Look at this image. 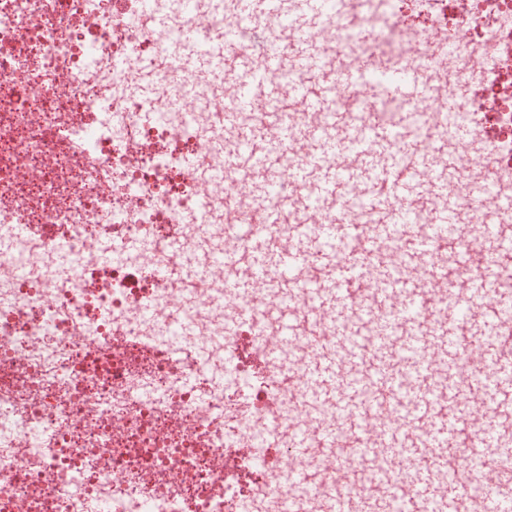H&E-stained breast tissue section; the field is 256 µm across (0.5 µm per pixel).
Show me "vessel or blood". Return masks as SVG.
Listing matches in <instances>:
<instances>
[{
    "label": "vessel or blood",
    "instance_id": "obj_1",
    "mask_svg": "<svg viewBox=\"0 0 512 512\" xmlns=\"http://www.w3.org/2000/svg\"><path fill=\"white\" fill-rule=\"evenodd\" d=\"M234 7L237 17L248 21L271 14L287 17L285 48L234 50L219 29L201 52L195 32L186 28L162 64L220 75L224 130L244 143L225 155L223 171L200 170L194 160L189 168L208 181L222 173L235 175L225 193L226 206H236L239 191H246L263 223L282 226L288 238L287 245L279 246L252 233L246 249H225L220 256L224 296L243 298L262 287L288 297L295 279L312 265L326 270L311 280L308 292L315 309L334 314V336L308 325L295 306L279 312L291 343H307L319 353L304 374L306 407L316 416L327 404L336 414L335 425H321L317 438L298 432L292 450L305 455L320 448L340 474L358 462L367 474L383 476L398 459L407 458L414 468L408 484L395 486L396 495L431 502L434 512H469L468 501L445 493L442 481L449 458L463 467H481L503 456L497 425L504 407L481 389L487 383L512 382V295L500 288L499 225L483 223L471 231L465 226L486 201L485 190H471L460 155L473 142L474 129L462 121L444 136L409 125L413 113L436 96L428 76L431 65L447 61L464 43L440 41L431 61L396 60L374 52L375 30L347 12L344 22L354 28L362 50L336 59V83L344 88L368 83L373 112L362 134L349 139L350 119L337 107L333 91L312 94L307 82L322 69V48L312 33L334 25L332 0H234ZM285 70L300 73L301 81L282 87L275 76ZM469 85L468 74H457L456 92L445 99L443 111L465 113ZM295 112H310L314 118L298 122L291 118ZM296 140L309 146L305 159L286 168L270 163V156ZM292 188L304 195L296 215L287 219L283 211ZM466 189L471 195L465 202L460 193ZM353 194L360 206L350 221L316 223L319 202ZM452 263L470 272L453 290L448 287ZM437 291L447 294L448 318L426 334L423 314ZM489 309L498 318L489 329L492 343L456 347L455 334L469 333ZM439 363L453 374L463 367L473 373L463 387L484 408L478 436L484 456L457 451L459 431L470 424L467 415L434 413L440 393L434 367ZM383 394L397 399L399 423L372 434L362 400ZM511 500L512 469L495 470L480 498L482 512H499V505Z\"/></svg>",
    "mask_w": 512,
    "mask_h": 512
}]
</instances>
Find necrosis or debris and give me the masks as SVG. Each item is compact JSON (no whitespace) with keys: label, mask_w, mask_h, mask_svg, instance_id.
I'll return each instance as SVG.
<instances>
[{"label":"necrosis or debris","mask_w":512,"mask_h":512,"mask_svg":"<svg viewBox=\"0 0 512 512\" xmlns=\"http://www.w3.org/2000/svg\"><path fill=\"white\" fill-rule=\"evenodd\" d=\"M377 29L376 50L433 54L432 17L479 90L470 110L481 177L512 194V0H410ZM139 0H0V512H316L335 478L321 454L290 453L307 345L262 367L251 342L278 328L263 291L224 299L210 268L195 299L153 261L208 266L246 202L224 211V185L199 181L224 157L216 76L160 61L186 27L208 43L215 0L166 8ZM37 233L17 240L13 227ZM142 241L138 257L107 254ZM239 320L225 332L226 314ZM309 469L312 488H294Z\"/></svg>","instance_id":"obj_1"}]
</instances>
